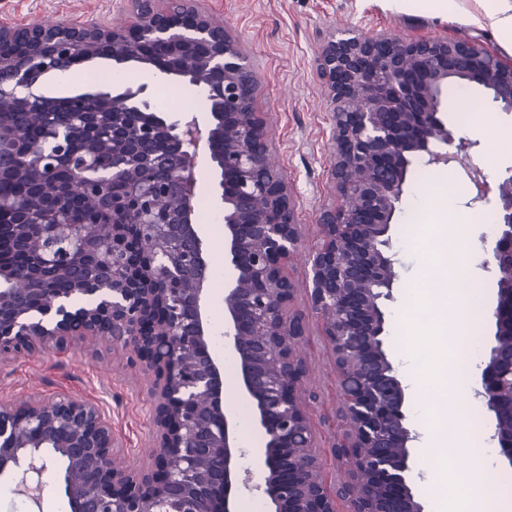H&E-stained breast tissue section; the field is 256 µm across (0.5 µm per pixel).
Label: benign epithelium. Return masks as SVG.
Listing matches in <instances>:
<instances>
[{
	"mask_svg": "<svg viewBox=\"0 0 512 512\" xmlns=\"http://www.w3.org/2000/svg\"><path fill=\"white\" fill-rule=\"evenodd\" d=\"M198 0H127L132 23L61 20L48 27L0 24V179L43 182L66 166H92L112 146L108 195L86 196L112 213L109 231L68 224L71 189L33 201L0 199V360L21 352L105 339L155 373V445L148 462L117 453L98 404L71 396L0 402V474L45 468L50 448L66 462L71 512H237L249 487L248 456L224 403V361L209 316L212 265L195 224L199 153L219 172L224 208V352L236 359V387L264 446L256 456L269 512H424L409 485L416 439L405 393L385 348L384 304L397 278L390 234L413 159L448 162L468 142L441 116L448 81L464 77L512 112V62L447 38L347 32L321 53L328 80L339 203L322 211L325 244L310 256L306 294L331 349L343 430L331 443L346 471L330 492L308 414L307 333L294 308L288 263L303 242L286 173L271 164L266 122L254 111L259 78L224 19ZM74 54H100L117 69L153 66L201 88L208 120H170L150 109L147 86L77 97L65 113H44L56 147L19 131L15 105L40 110L33 88L70 69ZM162 196L165 203H157ZM495 332L477 395L494 415V438L512 465V175L496 188Z\"/></svg>",
	"mask_w": 512,
	"mask_h": 512,
	"instance_id": "obj_1",
	"label": "benign epithelium"
}]
</instances>
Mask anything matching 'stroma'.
<instances>
[{"mask_svg": "<svg viewBox=\"0 0 512 512\" xmlns=\"http://www.w3.org/2000/svg\"><path fill=\"white\" fill-rule=\"evenodd\" d=\"M486 0H456L453 14L446 15L421 5L403 8L391 0H200L201 8L222 14L233 35L245 48L257 71L259 85L255 109L267 120L272 142L271 160L283 169L295 189L296 219L302 226L303 245L289 263L288 272L297 284H304L310 266L308 255L322 241L319 217L336 202L331 180L334 164L330 140L331 111L326 80L320 70L321 49L333 32L350 28L366 34L386 33L396 38L414 36L465 40L505 58L512 59V42L504 39L485 21ZM125 0H0V21L55 23L62 19L100 18L115 26L126 19ZM86 74L66 84L54 74L43 76L37 94L72 97L97 90L88 72L112 73L108 58L86 62ZM126 70L133 84L147 85L150 94L166 86L179 93V112L209 116L203 92L184 82L153 79L152 68L130 62ZM490 118L487 126L473 127L461 122L464 104ZM442 118L458 136L469 142L466 153L450 164H430L414 159L409 168L402 200L393 218L391 235L397 280L395 290L423 284L429 258L410 248L413 224L444 223L446 203L471 222L482 252L494 241V225L485 215L495 202H476L472 173H480L489 186H496L512 173V159L495 155L494 136L512 131V113L496 108L486 91L470 84L457 98L444 105ZM216 172L211 163L198 167L196 221L201 227L212 259L210 319L216 333L224 331V220L222 204L215 190ZM294 306L305 312L308 337L300 350L309 369V386L317 398L309 412L316 440L323 449V478L335 488L339 470L326 449L336 430L333 418L339 403L336 372L328 345L321 336L320 321L312 313L305 294H297ZM155 376L130 361L128 352L104 340L76 342L62 350L22 354L0 362V401L50 400L67 394L97 403L110 418L123 451L131 458L148 457L152 450L153 422L150 388ZM61 458L49 461L40 480L39 499L23 492L22 474H0V512H71L63 481Z\"/></svg>", "mask_w": 512, "mask_h": 512, "instance_id": "1", "label": "stroma"}]
</instances>
